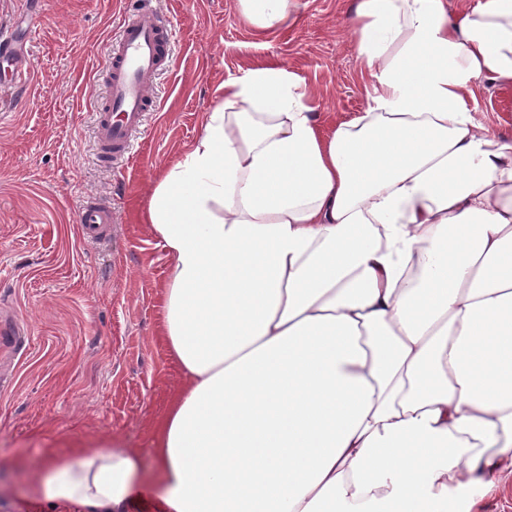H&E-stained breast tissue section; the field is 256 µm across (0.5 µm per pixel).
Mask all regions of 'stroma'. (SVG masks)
<instances>
[{"mask_svg":"<svg viewBox=\"0 0 512 512\" xmlns=\"http://www.w3.org/2000/svg\"><path fill=\"white\" fill-rule=\"evenodd\" d=\"M352 0H301L274 34L248 25L238 0H153L168 21L169 63L130 157L97 165L94 101L85 88L105 63L124 0H0V33L26 45L30 70L0 56V318L30 339L0 346V512H54L31 491L46 453L123 449L153 458L152 427L182 372L160 336L170 258L139 215L153 184L201 132L225 82L278 64L304 78L324 130L366 104L344 21ZM476 122L512 139V83L470 98ZM109 201L103 239L83 238L84 201Z\"/></svg>","mask_w":512,"mask_h":512,"instance_id":"1","label":"stroma"}]
</instances>
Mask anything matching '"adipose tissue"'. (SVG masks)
<instances>
[{
  "label": "adipose tissue",
  "instance_id": "1",
  "mask_svg": "<svg viewBox=\"0 0 512 512\" xmlns=\"http://www.w3.org/2000/svg\"><path fill=\"white\" fill-rule=\"evenodd\" d=\"M256 29L299 0H238ZM367 105L329 134L276 65L224 85L143 215L171 258L183 383L153 468L46 455L79 512H470L512 487V140L468 104L512 82V0H356Z\"/></svg>",
  "mask_w": 512,
  "mask_h": 512
}]
</instances>
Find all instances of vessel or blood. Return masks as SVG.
I'll list each match as a JSON object with an SVG mask.
<instances>
[{
  "mask_svg": "<svg viewBox=\"0 0 512 512\" xmlns=\"http://www.w3.org/2000/svg\"><path fill=\"white\" fill-rule=\"evenodd\" d=\"M167 37V27L152 0H126L118 34L107 47L104 92L96 114L101 163L125 158L151 101L153 77L168 59ZM111 221L110 203L95 197L86 200L78 214L81 231L91 240Z\"/></svg>",
  "mask_w": 512,
  "mask_h": 512,
  "instance_id": "b4317fda",
  "label": "vessel or blood"
}]
</instances>
